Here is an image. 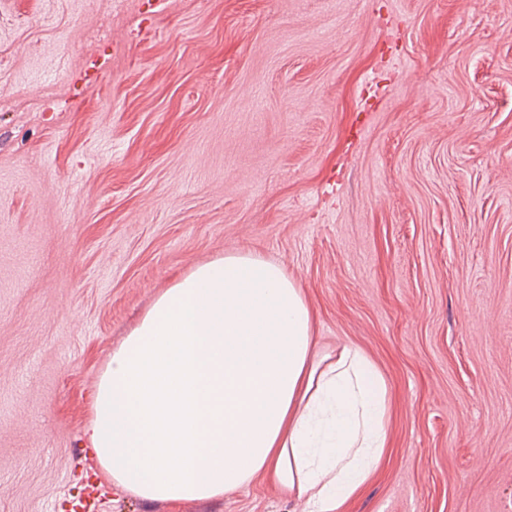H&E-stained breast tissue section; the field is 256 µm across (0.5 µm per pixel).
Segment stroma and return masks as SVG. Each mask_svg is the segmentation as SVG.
Returning <instances> with one entry per match:
<instances>
[{
    "instance_id": "stroma-1",
    "label": "stroma",
    "mask_w": 512,
    "mask_h": 512,
    "mask_svg": "<svg viewBox=\"0 0 512 512\" xmlns=\"http://www.w3.org/2000/svg\"><path fill=\"white\" fill-rule=\"evenodd\" d=\"M231 253L387 381L346 512H512V0H0V512H303L85 468L113 350Z\"/></svg>"
}]
</instances>
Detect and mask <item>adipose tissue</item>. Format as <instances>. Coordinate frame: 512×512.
Listing matches in <instances>:
<instances>
[{
    "label": "adipose tissue",
    "mask_w": 512,
    "mask_h": 512,
    "mask_svg": "<svg viewBox=\"0 0 512 512\" xmlns=\"http://www.w3.org/2000/svg\"><path fill=\"white\" fill-rule=\"evenodd\" d=\"M313 313L284 270L227 254L167 288L112 354L89 445L144 500L209 499L256 474L342 512L388 446L387 383L359 348L320 364Z\"/></svg>",
    "instance_id": "ef3b65f1"
}]
</instances>
